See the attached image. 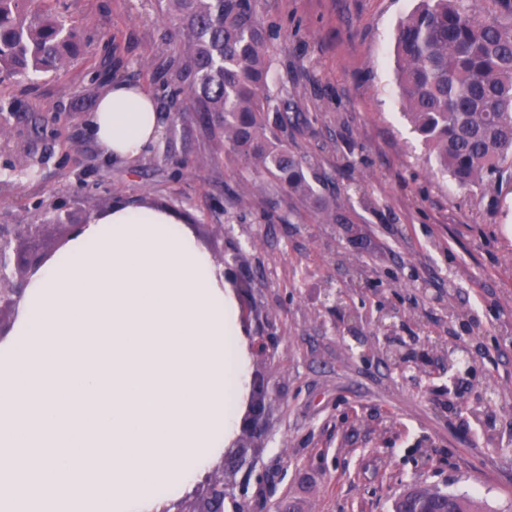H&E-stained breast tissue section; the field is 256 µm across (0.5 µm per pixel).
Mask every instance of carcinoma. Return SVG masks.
I'll list each match as a JSON object with an SVG mask.
<instances>
[{"instance_id":"cac0c4a2","label":"carcinoma","mask_w":512,"mask_h":512,"mask_svg":"<svg viewBox=\"0 0 512 512\" xmlns=\"http://www.w3.org/2000/svg\"><path fill=\"white\" fill-rule=\"evenodd\" d=\"M166 17L190 111L223 129L236 155L311 200L325 220L345 221L277 137L288 107L271 106L270 33L254 0H166ZM83 50L59 0H0L1 75L56 73ZM396 52L405 116L441 174L461 186L493 187L512 157V0H418L398 29ZM406 498L437 501L443 512H479L472 498L422 486L400 496L394 512Z\"/></svg>"}]
</instances>
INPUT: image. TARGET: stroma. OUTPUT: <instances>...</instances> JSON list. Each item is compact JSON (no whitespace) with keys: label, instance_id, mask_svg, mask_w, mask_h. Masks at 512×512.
Wrapping results in <instances>:
<instances>
[{"label":"stroma","instance_id":"35a3bbf8","mask_svg":"<svg viewBox=\"0 0 512 512\" xmlns=\"http://www.w3.org/2000/svg\"><path fill=\"white\" fill-rule=\"evenodd\" d=\"M415 0H256L276 36L270 94L293 114L280 138L313 187L348 216L324 222L300 197L224 150V134L176 94L158 0H64L86 47L65 71L0 79V224L39 204L83 220L119 199L184 216L211 257L236 260L255 288L239 322L273 337L263 376L266 434L224 452V481L252 512H392L427 484L512 512V181L482 192L438 172L398 103L395 37ZM141 86L165 113L158 142L119 164L87 120L102 90ZM475 323L478 374L498 396L492 425L447 378L399 374L375 322L441 367L448 314ZM264 484L262 501L253 498Z\"/></svg>","mask_w":512,"mask_h":512}]
</instances>
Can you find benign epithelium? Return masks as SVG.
Instances as JSON below:
<instances>
[{
  "label": "benign epithelium",
  "mask_w": 512,
  "mask_h": 512,
  "mask_svg": "<svg viewBox=\"0 0 512 512\" xmlns=\"http://www.w3.org/2000/svg\"><path fill=\"white\" fill-rule=\"evenodd\" d=\"M51 218L63 223L64 235L60 243L74 237L82 228L80 224H69V215L53 209L33 214V218ZM48 228L46 224H1L0 225V338L8 335L17 318L20 302L31 276L40 269L49 258L47 254H39L25 248V244L39 239ZM224 267V277L228 278L239 296L244 299L251 297L254 281L249 277H241L236 270L220 258L215 261ZM390 358L396 368L404 373L411 369H421L423 359L410 350L396 348L390 351ZM476 366L468 356H458L448 352V381L456 387L464 378L472 377ZM264 383L256 375L251 377V392L247 409L241 419L240 432L260 437L264 432Z\"/></svg>",
  "instance_id": "obj_1"
}]
</instances>
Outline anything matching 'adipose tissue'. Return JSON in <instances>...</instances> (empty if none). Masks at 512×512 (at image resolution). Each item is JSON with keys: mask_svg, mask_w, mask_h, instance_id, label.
I'll list each match as a JSON object with an SVG mask.
<instances>
[{"mask_svg": "<svg viewBox=\"0 0 512 512\" xmlns=\"http://www.w3.org/2000/svg\"><path fill=\"white\" fill-rule=\"evenodd\" d=\"M90 130L130 162L160 116L116 83ZM248 361L234 293L175 212H92L0 340V512H161L227 449Z\"/></svg>", "mask_w": 512, "mask_h": 512, "instance_id": "1", "label": "adipose tissue"}]
</instances>
